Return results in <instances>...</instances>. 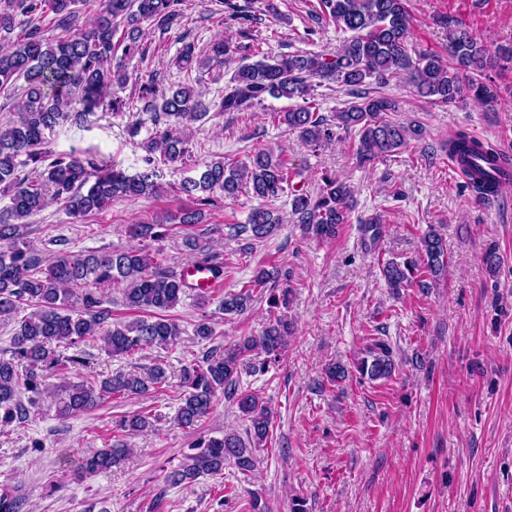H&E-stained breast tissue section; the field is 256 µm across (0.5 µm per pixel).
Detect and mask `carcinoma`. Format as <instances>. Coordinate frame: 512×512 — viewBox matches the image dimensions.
Listing matches in <instances>:
<instances>
[{"instance_id":"cac0c4a2","label":"carcinoma","mask_w":512,"mask_h":512,"mask_svg":"<svg viewBox=\"0 0 512 512\" xmlns=\"http://www.w3.org/2000/svg\"><path fill=\"white\" fill-rule=\"evenodd\" d=\"M84 0H0V92L22 79L25 94L14 106V118L0 125V186L9 203L0 208V320L15 323L8 350L0 356V428L29 421L40 409L47 393V379L54 373H70L73 380L57 393L56 416L61 419L89 413L105 400L140 395L166 385L168 375L163 357L157 356L145 380L134 373H121L98 383L85 378L80 368L86 358L67 356L62 350L78 347L90 337L103 342L112 356H131L146 348L166 351L178 343L179 326L161 315L175 307L190 285L183 275L164 266L159 252L145 246L110 248L86 253L67 252L43 260L22 240L21 229L39 216L50 200L65 203L67 213L84 217L109 208L122 198L145 197L157 192L155 172L150 166L161 161L184 160V140L175 127L201 120L212 109L211 102L189 86H164L152 74L139 86L143 106L129 127L137 136L151 124L145 141L149 169L129 175L115 166L99 165L76 152L55 153L46 133L68 122L80 125L97 113L120 112L126 102L119 91L127 82L130 61L144 58L148 24L164 32L181 24L188 0H97L94 21L78 23L77 6ZM321 12L336 30L351 33L332 55L311 52L270 56L252 53L256 61L239 65L218 105L220 112H247L266 97L298 98L302 104L282 112L279 121L288 132L317 148L336 136V131H356L357 156L362 162L385 159L399 153L411 138L422 135L412 126L385 118L395 108L387 97L371 98L364 91L370 79L380 87L393 74L409 75L418 92L442 104H453L461 95L458 70L474 74L468 85L472 96L492 102L496 89L480 79L482 73L503 63H512V45L493 50L479 42L459 20L444 17L448 31V58L437 52L412 57L408 52L410 15L406 0H319ZM224 20L239 25L245 35L257 21L254 0H222ZM26 18L24 29L15 33L18 17ZM65 32L57 36L54 31ZM241 45L222 39L199 61L203 67H222L236 61ZM327 81L348 88L354 100L336 112L330 124L309 106L315 87ZM449 153L457 156L459 171L479 197L496 195L500 184L480 176V163L499 170L512 165V158L487 147L482 141L458 132L449 141ZM288 163L269 150H256L248 160H214L203 163L199 178L180 184L184 193L207 194L200 202H211L220 191L235 198L243 193L259 201L245 224L227 225L228 236L237 239L248 233L255 240L275 235L283 223L269 202L288 187ZM354 208L352 190L331 177H324L320 192L312 197L296 194L292 214L307 233L320 240L335 238L338 226L347 223ZM163 224H134L138 239L156 240L165 235ZM202 263L213 277H224V262L199 247ZM46 268H41L42 262ZM447 267V245L442 235L429 230L422 239L419 258L402 263L391 261L383 275L394 293L427 273L439 277ZM288 280V271L261 268L249 288L220 297L225 316H241L253 302L257 288L275 289ZM123 285L126 307L150 311L152 316L128 324L112 321V309L104 305L102 291ZM28 311L25 316L20 312ZM194 335L202 342L214 336L210 316L201 314ZM292 335V325L282 315L263 335L243 338L224 348L211 347L201 358L183 369L185 393L175 416L182 429L193 430L211 410L218 392L238 397V408L250 422L248 441L230 433L222 437H198L187 456L188 462L166 473L165 483L189 487L204 476H221L231 465L244 475L256 468L254 450L268 439L272 413L254 393H238V375L247 366L255 373L267 371L280 358ZM264 358L251 361V353ZM391 348L377 340L367 347L356 370L369 379L387 380L395 372ZM156 416L137 412L118 423L116 440L83 457L78 476L107 472L120 466L127 453L124 437L154 426Z\"/></svg>"}]
</instances>
